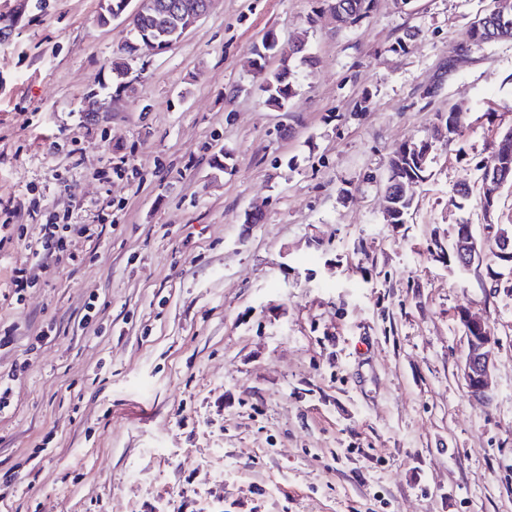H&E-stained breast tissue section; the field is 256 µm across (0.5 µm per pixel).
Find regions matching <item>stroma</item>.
<instances>
[{
    "instance_id": "obj_1",
    "label": "stroma",
    "mask_w": 512,
    "mask_h": 512,
    "mask_svg": "<svg viewBox=\"0 0 512 512\" xmlns=\"http://www.w3.org/2000/svg\"><path fill=\"white\" fill-rule=\"evenodd\" d=\"M495 6L372 0L343 27L324 0H214L116 98L130 31L100 0H0V371L29 362L0 414V512H512V271L486 229L512 225V184L488 209L478 183L512 129V39L425 95ZM271 31L313 58L282 110L254 66ZM456 105L461 134L432 139ZM427 138L410 215L386 223L389 159ZM50 221L94 234L15 304ZM457 224L466 270L433 251ZM468 308L496 340L487 404L462 375ZM462 228L459 241L456 245V256L461 269L469 268L476 259L477 245L471 225L459 224ZM37 281L36 273L32 266L21 264L12 270L9 280L8 295L15 299L16 304H21L24 300V294L28 288H31Z\"/></svg>"
}]
</instances>
